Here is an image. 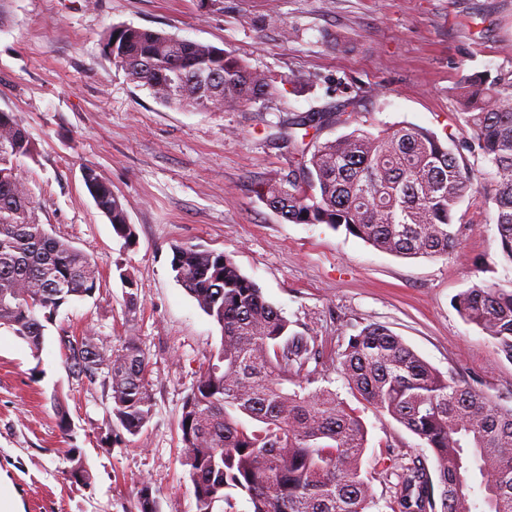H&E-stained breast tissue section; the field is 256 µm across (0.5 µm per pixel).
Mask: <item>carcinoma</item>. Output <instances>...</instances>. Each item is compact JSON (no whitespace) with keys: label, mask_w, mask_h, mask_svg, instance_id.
<instances>
[{"label":"carcinoma","mask_w":512,"mask_h":512,"mask_svg":"<svg viewBox=\"0 0 512 512\" xmlns=\"http://www.w3.org/2000/svg\"><path fill=\"white\" fill-rule=\"evenodd\" d=\"M104 52L161 103L209 112L235 111L274 90L271 79L236 55L162 31L110 29ZM460 118L472 132L459 149L492 170L494 221L512 264V68L459 76ZM354 113L312 112L293 130L350 125ZM301 166L260 186L259 198L293 224H328L402 258L444 257L456 245V207L480 193V177L430 130L398 125L373 134L355 128L333 140L299 143ZM36 151L28 131L0 111V328L25 340L40 359L47 325L65 304L91 296L97 271L70 242L50 234L21 163ZM85 186L117 236L133 226L112 187L87 168ZM175 278L220 327L180 420L182 459L196 512L222 501L234 512L246 496L252 512H369L373 491L362 477L367 429L328 387L309 390L308 341L288 336V320L258 285L222 253L182 245ZM460 315L512 360V289L471 283L455 296ZM97 351L68 346L64 363L93 380L106 370L113 425L136 436L150 421V355L134 334L117 345L92 336ZM341 372L369 404L424 439L435 473L421 462L402 467L393 512H474L468 473L481 476L485 512H512V407L467 380L444 375L380 324L349 337Z\"/></svg>","instance_id":"cac0c4a2"}]
</instances>
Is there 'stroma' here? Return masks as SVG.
<instances>
[{"label": "stroma", "instance_id": "1", "mask_svg": "<svg viewBox=\"0 0 512 512\" xmlns=\"http://www.w3.org/2000/svg\"><path fill=\"white\" fill-rule=\"evenodd\" d=\"M115 26L233 52L277 91L238 111L166 106L104 53ZM511 66L512 0H7L0 111L36 145L22 173L40 222L98 269L95 294L59 310L40 357L0 329V477L21 512H138L146 485L158 512H196L179 422L221 333L176 281L177 245L230 256L316 350L314 387L335 390L367 428L374 512H393L401 465L432 457L340 373L350 335L386 326L441 373L511 407L512 361L454 307L471 283L512 287L492 203L458 205L451 254L408 259L342 229L284 221L256 193L298 167L276 136L288 119L347 108L372 133L406 122L458 143L467 136L458 77ZM88 166L119 196L133 243L96 207ZM86 332L106 345L135 335L151 355L153 414L137 436L115 437L110 395L62 362L60 335ZM56 397L71 419L65 431ZM73 451L91 487L65 478Z\"/></svg>", "mask_w": 512, "mask_h": 512}]
</instances>
